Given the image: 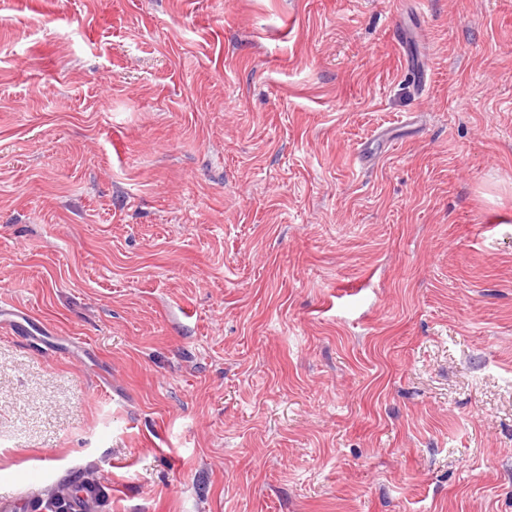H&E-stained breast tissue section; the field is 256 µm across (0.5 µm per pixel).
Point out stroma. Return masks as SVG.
I'll use <instances>...</instances> for the list:
<instances>
[{
  "label": "stroma",
  "mask_w": 512,
  "mask_h": 512,
  "mask_svg": "<svg viewBox=\"0 0 512 512\" xmlns=\"http://www.w3.org/2000/svg\"><path fill=\"white\" fill-rule=\"evenodd\" d=\"M400 2L0 0V500L512 512V0ZM0 328L2 332L6 329L10 335L14 336L45 338L48 334V329L42 322L13 306H0Z\"/></svg>",
  "instance_id": "stroma-1"
}]
</instances>
